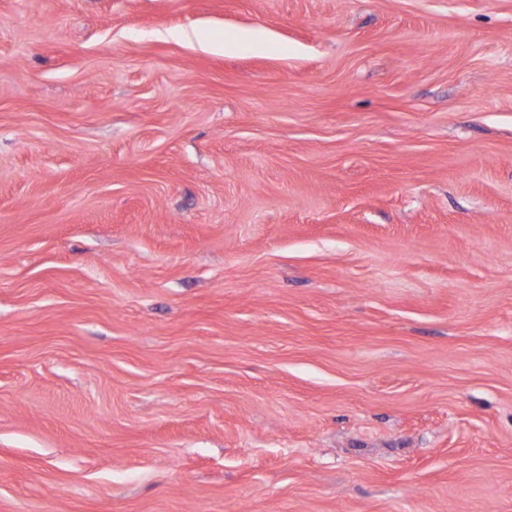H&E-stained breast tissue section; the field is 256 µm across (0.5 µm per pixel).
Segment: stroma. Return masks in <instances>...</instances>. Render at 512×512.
I'll list each match as a JSON object with an SVG mask.
<instances>
[{"mask_svg": "<svg viewBox=\"0 0 512 512\" xmlns=\"http://www.w3.org/2000/svg\"><path fill=\"white\" fill-rule=\"evenodd\" d=\"M0 512H512V0H0Z\"/></svg>", "mask_w": 512, "mask_h": 512, "instance_id": "35a3bbf8", "label": "stroma"}]
</instances>
